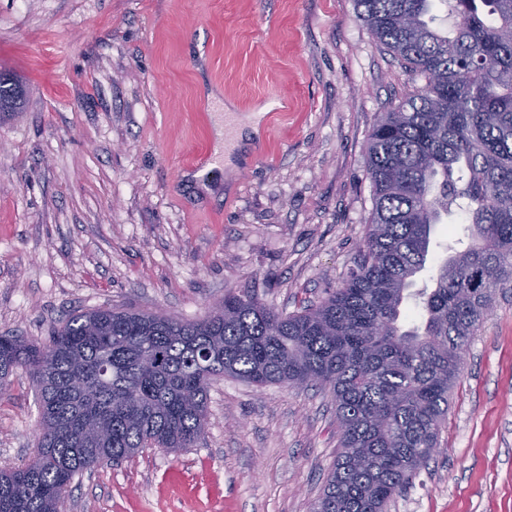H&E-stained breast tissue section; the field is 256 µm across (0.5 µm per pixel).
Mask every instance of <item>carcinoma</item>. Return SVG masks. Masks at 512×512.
Masks as SVG:
<instances>
[{
  "label": "carcinoma",
  "instance_id": "1",
  "mask_svg": "<svg viewBox=\"0 0 512 512\" xmlns=\"http://www.w3.org/2000/svg\"><path fill=\"white\" fill-rule=\"evenodd\" d=\"M373 38L425 81L367 141L373 207L341 285L284 314L232 291L208 316L101 307L46 343L0 336V390L16 369L36 386L34 455L0 470V512H59L74 478L142 448L205 438L213 380L329 388L340 451L313 512H386L438 446L462 353L512 286V0H356ZM443 7L450 29L437 22ZM26 92L0 79L19 112ZM454 212L471 243L410 291L431 233ZM414 300L419 325L404 328Z\"/></svg>",
  "mask_w": 512,
  "mask_h": 512
}]
</instances>
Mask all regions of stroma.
<instances>
[{
	"mask_svg": "<svg viewBox=\"0 0 512 512\" xmlns=\"http://www.w3.org/2000/svg\"><path fill=\"white\" fill-rule=\"evenodd\" d=\"M28 87L0 121V336L47 341L104 306L204 318L227 291L293 313L358 259L377 112L417 84L355 0H0V72ZM219 90L280 112L234 164ZM24 372L0 390V469L39 433ZM339 448L318 386L210 388L204 440L76 477L62 512H313ZM388 512H512V289L464 356L427 466Z\"/></svg>",
	"mask_w": 512,
	"mask_h": 512,
	"instance_id": "stroma-1",
	"label": "stroma"
}]
</instances>
